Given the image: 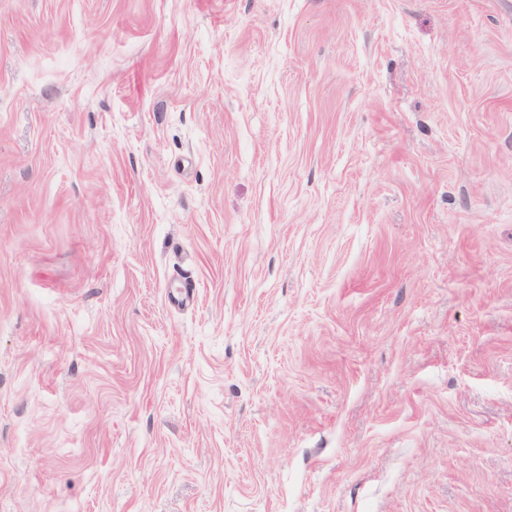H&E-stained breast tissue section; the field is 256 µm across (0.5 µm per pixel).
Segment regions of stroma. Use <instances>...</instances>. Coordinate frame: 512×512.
<instances>
[{"instance_id": "35a3bbf8", "label": "stroma", "mask_w": 512, "mask_h": 512, "mask_svg": "<svg viewBox=\"0 0 512 512\" xmlns=\"http://www.w3.org/2000/svg\"><path fill=\"white\" fill-rule=\"evenodd\" d=\"M0 512H512V0H0Z\"/></svg>"}]
</instances>
